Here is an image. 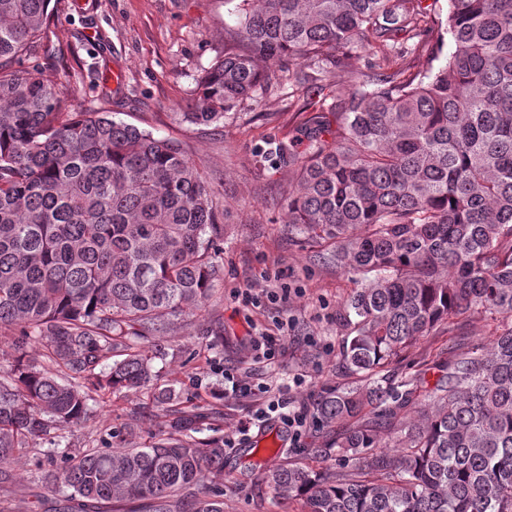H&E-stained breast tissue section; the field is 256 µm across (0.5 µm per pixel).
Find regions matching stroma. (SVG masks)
<instances>
[{
    "label": "stroma",
    "instance_id": "stroma-1",
    "mask_svg": "<svg viewBox=\"0 0 512 512\" xmlns=\"http://www.w3.org/2000/svg\"><path fill=\"white\" fill-rule=\"evenodd\" d=\"M427 30L400 33L391 48L410 73H423L433 53L448 56L453 43L439 23L448 0H423ZM237 23L224 0H56L50 25L33 62L69 92L72 111L109 113L158 137L181 142L209 178L223 207V279L205 311L179 321L165 336L164 380L173 383L185 411L198 414L200 438L237 432L254 412V396L224 390L232 370L287 392L291 406L312 407L326 387L355 385L342 366L345 330L340 316L353 291L350 274L337 267L330 250L301 244L288 225L286 198L296 183L291 158L276 155L279 144L305 151L309 110L331 105L347 89L351 73L375 77L366 54L351 69L333 59L298 64L285 82L268 83L224 115L221 122L195 125L182 119L196 96L201 72L230 46L227 31ZM261 298L260 306L247 294ZM224 326V342L206 336L213 323ZM276 341L271 364L256 363L253 341ZM492 341L479 311L451 325L436 327L405 349L395 375H418L421 387L433 386L454 354ZM169 416L139 392L109 406L95 405L91 417L68 432L72 447L99 446L108 429L134 427V444L166 430ZM269 422L256 438L224 452V512H301L299 503L282 506L264 482L274 465L304 464L335 468L326 449L327 431L307 418L298 434H280ZM46 441L20 463L11 480L0 483V512H30L43 497L40 512H63L61 494L45 493L36 482Z\"/></svg>",
    "mask_w": 512,
    "mask_h": 512
}]
</instances>
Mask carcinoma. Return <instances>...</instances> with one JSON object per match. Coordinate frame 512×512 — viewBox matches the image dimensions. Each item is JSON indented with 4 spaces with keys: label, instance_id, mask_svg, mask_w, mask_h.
I'll use <instances>...</instances> for the list:
<instances>
[{
    "label": "carcinoma",
    "instance_id": "1",
    "mask_svg": "<svg viewBox=\"0 0 512 512\" xmlns=\"http://www.w3.org/2000/svg\"><path fill=\"white\" fill-rule=\"evenodd\" d=\"M51 0H0V464L62 437L91 403L154 389L169 431L127 446L71 452L40 476L66 512H224V439L195 437L155 360L177 320L205 310L219 284L224 225L204 173L181 143L105 112H72L68 94L19 68L40 47ZM236 49L205 69L194 110L207 125L273 75L259 62L318 63L350 47L382 70L336 95L334 121L311 116L294 155L288 223L332 249L354 276L341 358L357 384L324 391L316 421L336 434L349 476L274 466L266 483L306 512H512V0H448L454 50L425 74L389 55L400 32L426 31L422 0H224ZM481 311L489 347L456 354L424 394L388 368L443 322ZM41 346L40 359L29 347ZM386 432V439L378 431Z\"/></svg>",
    "mask_w": 512,
    "mask_h": 512
}]
</instances>
